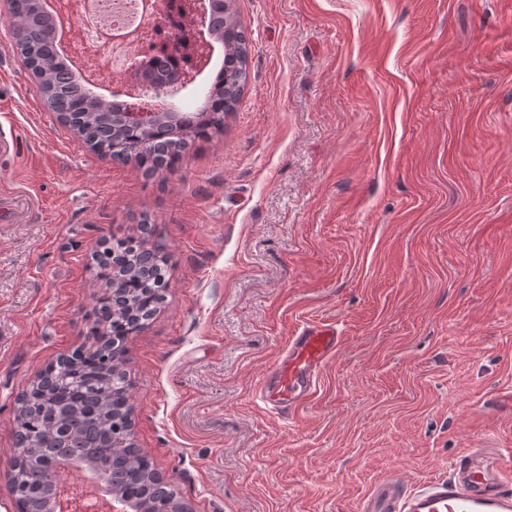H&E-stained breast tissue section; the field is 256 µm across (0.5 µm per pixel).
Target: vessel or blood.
<instances>
[{
	"mask_svg": "<svg viewBox=\"0 0 512 512\" xmlns=\"http://www.w3.org/2000/svg\"><path fill=\"white\" fill-rule=\"evenodd\" d=\"M343 338L335 324L308 322L288 338L259 387L261 400L291 414L312 398L321 368ZM359 512H512V463L473 448L462 453L447 475L417 487L400 477L384 480Z\"/></svg>",
	"mask_w": 512,
	"mask_h": 512,
	"instance_id": "vessel-or-blood-1",
	"label": "vessel or blood"
}]
</instances>
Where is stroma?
Listing matches in <instances>:
<instances>
[{"label":"stroma","mask_w":512,"mask_h":512,"mask_svg":"<svg viewBox=\"0 0 512 512\" xmlns=\"http://www.w3.org/2000/svg\"><path fill=\"white\" fill-rule=\"evenodd\" d=\"M223 133L146 177L62 122L0 24V474L18 396L88 348L91 255L137 231L166 299L126 343L133 440L191 512H357L512 451V0H235ZM343 343L292 415L298 324ZM343 336L336 324L307 322L288 338L259 387L261 400L273 409L294 413L312 398L321 368L336 354Z\"/></svg>","instance_id":"stroma-1"}]
</instances>
